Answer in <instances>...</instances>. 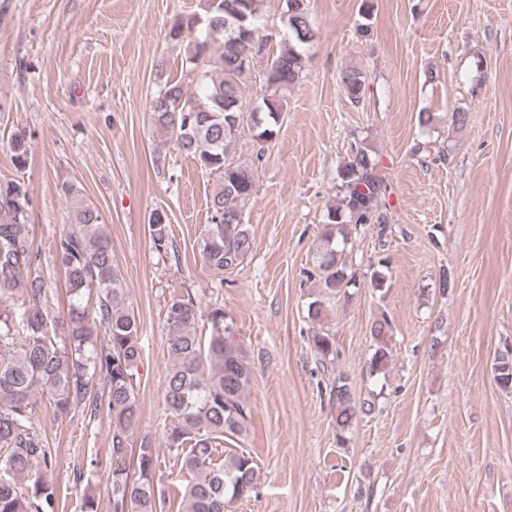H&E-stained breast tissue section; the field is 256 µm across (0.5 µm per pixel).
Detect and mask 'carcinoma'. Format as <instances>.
I'll return each instance as SVG.
<instances>
[{
    "label": "carcinoma",
    "instance_id": "obj_1",
    "mask_svg": "<svg viewBox=\"0 0 512 512\" xmlns=\"http://www.w3.org/2000/svg\"><path fill=\"white\" fill-rule=\"evenodd\" d=\"M282 18L288 40L276 50L262 33L263 0H200L199 10L175 20L168 33L174 41L191 35L184 61L189 81L168 79L151 100L153 127L217 176L200 253L204 266L218 276L240 265L252 250L242 206L253 195L256 164H233L228 156L245 122L256 139L270 142L278 134L284 93L300 78L303 52L318 35L305 0H284ZM248 82L261 84V111L243 108L241 87ZM366 82L358 68H346L340 76L344 93L355 103L364 97ZM11 148L16 168H25V135L12 137ZM379 167L366 140L355 139L337 168L341 196L326 211L322 246L314 270L308 272L332 292L357 285L345 259L346 226L387 223L390 190ZM60 190L73 199L68 227L53 249L68 284L63 316L47 306V281L31 247L32 191L23 181H0V512H58L57 487L43 470L50 466L52 450L32 424L39 398L47 399L60 416L76 408L89 407L94 413L105 408L112 415V512H156L159 451L148 444L138 449L135 480L127 464L128 433L139 410V319L127 302L99 209L69 181ZM148 227L156 250L166 249L169 220L152 218ZM91 291L96 297L92 305L85 302V293ZM201 318L194 295L170 296V367L164 387L170 423L164 447L189 476L181 512H226L256 485L251 456L219 450L224 437H242L248 431L252 368L224 324L223 309L208 314L206 336L199 327ZM390 328L384 314L372 325V376L387 368ZM313 343L322 358L334 354L327 333L316 332ZM493 369L497 384L512 391V351L501 348ZM330 397L341 443L367 403L356 400L343 376L336 378Z\"/></svg>",
    "mask_w": 512,
    "mask_h": 512
}]
</instances>
